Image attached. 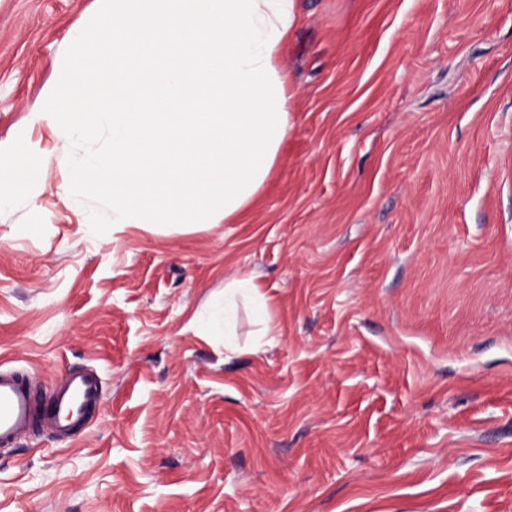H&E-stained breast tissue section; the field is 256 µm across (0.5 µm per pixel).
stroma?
Instances as JSON below:
<instances>
[{"label":"stroma","mask_w":512,"mask_h":512,"mask_svg":"<svg viewBox=\"0 0 512 512\" xmlns=\"http://www.w3.org/2000/svg\"><path fill=\"white\" fill-rule=\"evenodd\" d=\"M97 0H0V369L96 370L0 446V512H512V0H295L291 128L234 224L92 226L32 120ZM269 299L224 323V282ZM46 173L26 143L0 145V207L45 185Z\"/></svg>","instance_id":"1"}]
</instances>
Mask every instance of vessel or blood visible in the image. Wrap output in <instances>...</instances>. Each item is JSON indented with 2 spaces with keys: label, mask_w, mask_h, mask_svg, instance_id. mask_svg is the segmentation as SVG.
<instances>
[{
  "label": "vessel or blood",
  "mask_w": 512,
  "mask_h": 512,
  "mask_svg": "<svg viewBox=\"0 0 512 512\" xmlns=\"http://www.w3.org/2000/svg\"><path fill=\"white\" fill-rule=\"evenodd\" d=\"M101 397V382L90 373L68 375L60 387L39 398L30 381L0 369V446L37 424L68 432L83 423Z\"/></svg>",
  "instance_id": "1"
}]
</instances>
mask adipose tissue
<instances>
[{
	"label": "adipose tissue",
	"instance_id": "obj_1",
	"mask_svg": "<svg viewBox=\"0 0 512 512\" xmlns=\"http://www.w3.org/2000/svg\"><path fill=\"white\" fill-rule=\"evenodd\" d=\"M34 121L108 150L70 166L68 198H105L109 223H231L290 128L279 52L293 0H103ZM26 143L0 147V207L41 188Z\"/></svg>",
	"mask_w": 512,
	"mask_h": 512
}]
</instances>
